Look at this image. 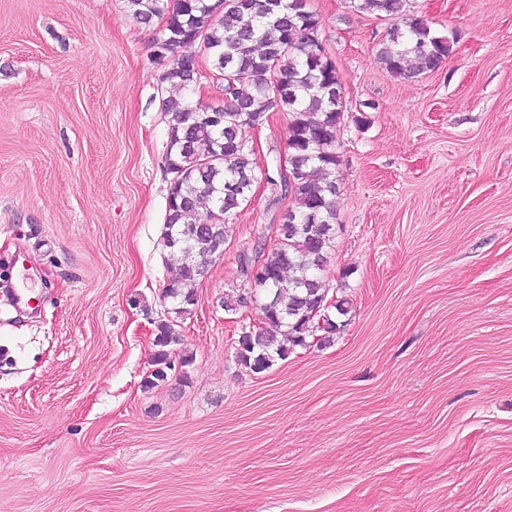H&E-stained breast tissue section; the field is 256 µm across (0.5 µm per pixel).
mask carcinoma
I'll use <instances>...</instances> for the list:
<instances>
[{"instance_id":"1","label":"carcinoma","mask_w":512,"mask_h":512,"mask_svg":"<svg viewBox=\"0 0 512 512\" xmlns=\"http://www.w3.org/2000/svg\"><path fill=\"white\" fill-rule=\"evenodd\" d=\"M406 0H353V8L376 18L401 16L390 28L378 60L394 76L435 70L451 51L448 37L423 19L403 15ZM141 24L164 21L155 57L162 80L183 95L163 100L171 116L165 167L171 175L161 239L167 263L178 277L165 287L168 313L181 318L196 304L194 286L219 255L228 218L251 200L257 181L248 134L271 112L289 116L288 181L281 183L293 205L283 212L277 243L257 245L260 271L241 261L247 283L259 291L264 325L239 336L236 358L253 373L284 359L290 347H305L313 332L337 330L326 307L328 289L319 272L332 247L337 128L345 105L336 65L319 43L321 19L309 0H127ZM204 52L209 70L224 86L222 103L193 98L194 56ZM209 222L197 221L199 210ZM179 342L174 323L157 326L150 389L167 381Z\"/></svg>"}]
</instances>
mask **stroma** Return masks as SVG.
<instances>
[{
    "mask_svg": "<svg viewBox=\"0 0 512 512\" xmlns=\"http://www.w3.org/2000/svg\"><path fill=\"white\" fill-rule=\"evenodd\" d=\"M347 110L321 272L349 311L255 374L240 261L291 205L259 179L177 320L185 375L148 389L163 291L171 95L161 21L127 0H0V512H512V0H407L451 39L388 73V19L310 0Z\"/></svg>",
    "mask_w": 512,
    "mask_h": 512,
    "instance_id": "35a3bbf8",
    "label": "stroma"
}]
</instances>
